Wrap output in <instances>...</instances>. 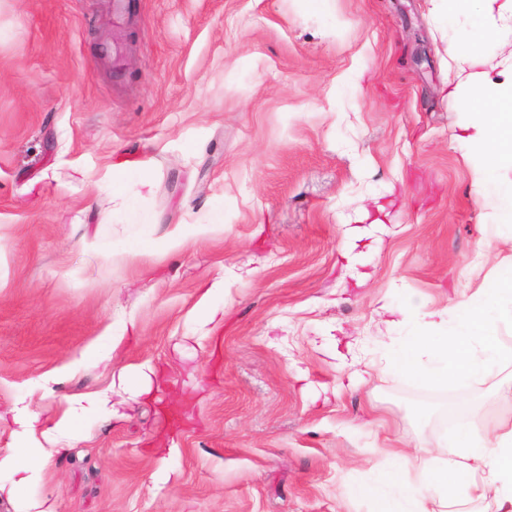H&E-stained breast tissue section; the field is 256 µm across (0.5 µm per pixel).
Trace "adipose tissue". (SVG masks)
Instances as JSON below:
<instances>
[{
  "label": "adipose tissue",
  "instance_id": "ef3b65f1",
  "mask_svg": "<svg viewBox=\"0 0 512 512\" xmlns=\"http://www.w3.org/2000/svg\"><path fill=\"white\" fill-rule=\"evenodd\" d=\"M449 14L475 19L468 38L454 54L458 81L448 84V97L465 111L460 144L473 171V187L481 208L491 210L495 223L512 227V180L489 179L490 169L512 162V52L501 37L512 32V0H445ZM512 300V255L503 258L477 288L452 309L418 311L415 303L401 309L403 321L420 318L421 331L409 337L396 364L404 373L438 385L459 384L483 376L497 351L495 304ZM111 391L69 397L67 409L48 429L38 413L21 408L13 419L19 444L0 450V492L20 500L19 512H56L51 497L34 498L28 490L42 479L46 450L36 444L44 437L65 455V441L75 438L84 418L112 415ZM454 428L465 434L446 452L416 446L387 448L373 464L374 512H436L461 501L494 505V512H512V426L497 424L481 438L467 437L468 424Z\"/></svg>",
  "mask_w": 512,
  "mask_h": 512
}]
</instances>
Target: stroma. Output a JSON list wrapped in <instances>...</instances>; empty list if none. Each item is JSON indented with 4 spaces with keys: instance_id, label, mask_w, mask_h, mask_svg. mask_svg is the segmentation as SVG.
Instances as JSON below:
<instances>
[{
    "instance_id": "obj_1",
    "label": "stroma",
    "mask_w": 512,
    "mask_h": 512,
    "mask_svg": "<svg viewBox=\"0 0 512 512\" xmlns=\"http://www.w3.org/2000/svg\"><path fill=\"white\" fill-rule=\"evenodd\" d=\"M132 2L122 24L111 0H0V448L14 409L52 421L119 372L128 396L32 495L372 512L377 439L444 442L463 400L473 433L512 424L511 305L489 379L390 366L393 311L453 305L497 262L448 98L466 25L436 0ZM122 338V335L112 336V334H109L103 336L97 345L90 346L80 352L79 358H77L78 363L88 360H110L112 352L117 348Z\"/></svg>"
}]
</instances>
